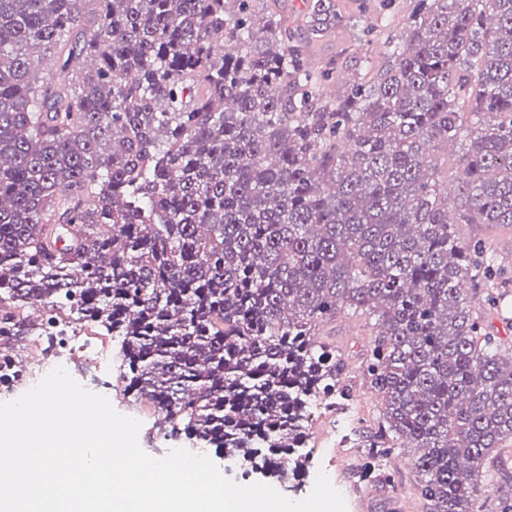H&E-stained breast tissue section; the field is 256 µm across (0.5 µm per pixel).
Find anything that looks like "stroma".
<instances>
[{
  "label": "stroma",
  "mask_w": 512,
  "mask_h": 512,
  "mask_svg": "<svg viewBox=\"0 0 512 512\" xmlns=\"http://www.w3.org/2000/svg\"><path fill=\"white\" fill-rule=\"evenodd\" d=\"M340 2L348 14L356 16L355 25L333 29L311 53L312 62L318 66L335 58L341 60L342 66L333 85L326 88L327 93L334 96L355 77L364 57H371L377 67L385 61L380 44L366 43L360 37L363 28L379 26L377 11L361 14L357 11L356 0ZM322 333L336 342L346 363L344 382L351 390L354 418L349 421L341 413L315 408L309 420L305 446L311 467L298 479L279 485V492L293 500L304 499L312 491L318 473L325 470L346 487L347 512H418L410 494L417 479L413 465L395 470L397 485L393 488L379 485L362 490L356 483L361 451L350 447L345 436L352 428L364 434L375 431L382 411L381 400L367 385L361 368L362 355L374 340L371 324L364 317L345 313L328 323Z\"/></svg>",
  "instance_id": "obj_1"
}]
</instances>
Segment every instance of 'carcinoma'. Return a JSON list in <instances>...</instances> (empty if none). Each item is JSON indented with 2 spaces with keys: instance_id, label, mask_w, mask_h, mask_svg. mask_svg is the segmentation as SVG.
<instances>
[{
  "instance_id": "1",
  "label": "carcinoma",
  "mask_w": 512,
  "mask_h": 512,
  "mask_svg": "<svg viewBox=\"0 0 512 512\" xmlns=\"http://www.w3.org/2000/svg\"><path fill=\"white\" fill-rule=\"evenodd\" d=\"M413 2L380 0L388 64L327 98L336 67L257 0H0V358L50 345L34 307L71 316L165 434L286 483L312 406H349L320 328L364 315L384 409L359 486L410 439L422 512H486L512 352L469 305L501 296L498 251L456 225L512 226V0ZM304 18L350 22L339 0Z\"/></svg>"
}]
</instances>
